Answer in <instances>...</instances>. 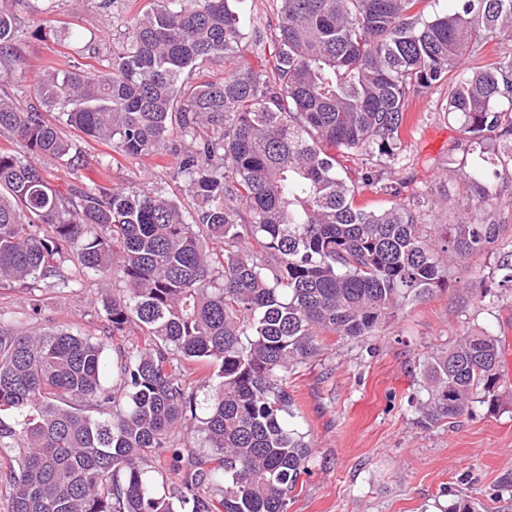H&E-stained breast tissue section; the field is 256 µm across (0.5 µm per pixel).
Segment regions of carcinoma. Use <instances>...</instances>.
Masks as SVG:
<instances>
[{
    "instance_id": "cac0c4a2",
    "label": "carcinoma",
    "mask_w": 512,
    "mask_h": 512,
    "mask_svg": "<svg viewBox=\"0 0 512 512\" xmlns=\"http://www.w3.org/2000/svg\"><path fill=\"white\" fill-rule=\"evenodd\" d=\"M22 2L0 0V62ZM243 2L149 0L106 69L49 65L24 110L0 95L17 145L0 150V287L124 283L100 336L43 326L36 301L21 318L0 309L6 512H288L313 454L288 373L326 336L372 335L448 282L444 257L498 238L471 217L489 192L432 236L401 203L359 206L337 155L396 160L409 101L445 83L463 136L512 166V55L459 70L512 39V0L428 19L421 0H280L266 72L237 53ZM218 62L224 78L192 77ZM64 124L128 159L168 152L192 210L158 185L54 187L30 157L74 163ZM499 368L487 331L432 352L416 424L499 409ZM510 53L512 54V41L507 39L490 42L485 45L480 44L475 48L472 56L463 64V67L470 68L475 64L489 67Z\"/></svg>"
}]
</instances>
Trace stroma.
<instances>
[{
    "label": "stroma",
    "instance_id": "stroma-1",
    "mask_svg": "<svg viewBox=\"0 0 512 512\" xmlns=\"http://www.w3.org/2000/svg\"><path fill=\"white\" fill-rule=\"evenodd\" d=\"M149 0H27L17 12V56L0 88L27 101V87L48 63L67 68L71 36L83 37L81 63L103 69L123 42L131 7ZM279 0H245L249 19L239 53L257 70H269L267 46L279 21ZM445 86L415 97L406 114L402 149L395 161L354 154L343 158L359 183V204L388 206L381 184L397 183L400 200L433 231L455 223L477 188L465 172L482 167L494 190L486 215L500 224L491 249L454 261L445 287L426 301L405 306L370 336L326 337L311 363L288 379L294 422L307 433L313 455L288 512H441L460 500L475 512H512V402L496 413L474 405L455 423L422 430L413 398L418 371L433 350L447 348L473 329L496 335L502 345L500 389L512 395V287L501 284L500 255L512 250V179L503 175L492 145L464 139L456 116L441 110ZM67 134L83 154L82 180L91 186L138 188L158 184L190 205L184 178L170 155L112 159L102 144H87L75 129ZM379 175L369 183L367 174ZM110 277L88 288L42 298V322L68 323L97 334L105 321L100 299L120 288Z\"/></svg>",
    "mask_w": 512,
    "mask_h": 512
}]
</instances>
